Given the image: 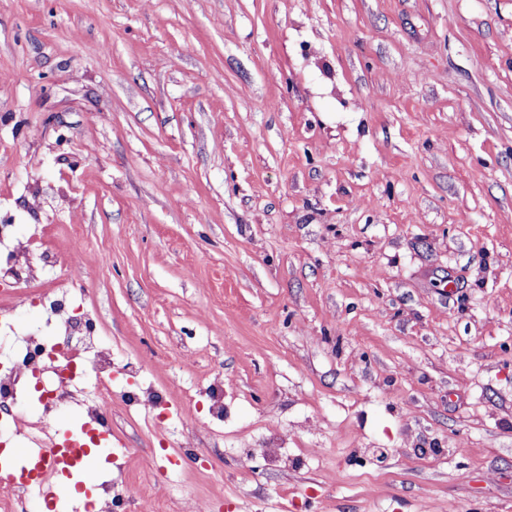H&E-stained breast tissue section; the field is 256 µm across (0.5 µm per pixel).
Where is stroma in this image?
Returning <instances> with one entry per match:
<instances>
[{
  "label": "stroma",
  "instance_id": "1",
  "mask_svg": "<svg viewBox=\"0 0 512 512\" xmlns=\"http://www.w3.org/2000/svg\"><path fill=\"white\" fill-rule=\"evenodd\" d=\"M0 220L112 350L27 512H512V0H0ZM71 435L62 443H54L53 447L46 448L43 453L47 459H51L54 462L55 468L59 469L63 474H69L71 470L84 468L88 464L90 448L77 452L71 446Z\"/></svg>",
  "mask_w": 512,
  "mask_h": 512
}]
</instances>
